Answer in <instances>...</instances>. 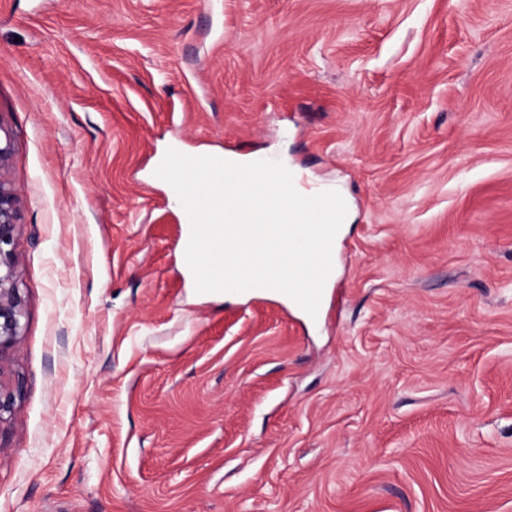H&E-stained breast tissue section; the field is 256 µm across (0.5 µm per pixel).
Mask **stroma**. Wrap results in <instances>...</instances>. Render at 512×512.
<instances>
[{
  "mask_svg": "<svg viewBox=\"0 0 512 512\" xmlns=\"http://www.w3.org/2000/svg\"><path fill=\"white\" fill-rule=\"evenodd\" d=\"M0 124V512H512V0H0ZM171 148L342 192L319 321L197 292ZM12 151L11 133L0 124V426L13 414L21 389L20 379L9 365L19 348L24 315L15 283L16 198L5 177Z\"/></svg>",
  "mask_w": 512,
  "mask_h": 512,
  "instance_id": "stroma-1",
  "label": "stroma"
}]
</instances>
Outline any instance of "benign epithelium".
Segmentation results:
<instances>
[{"mask_svg":"<svg viewBox=\"0 0 512 512\" xmlns=\"http://www.w3.org/2000/svg\"><path fill=\"white\" fill-rule=\"evenodd\" d=\"M12 151L11 133L0 125V424L13 414L21 389L20 379L9 365L19 348L24 315L15 283L16 198L5 177Z\"/></svg>","mask_w":512,"mask_h":512,"instance_id":"obj_1","label":"benign epithelium"}]
</instances>
